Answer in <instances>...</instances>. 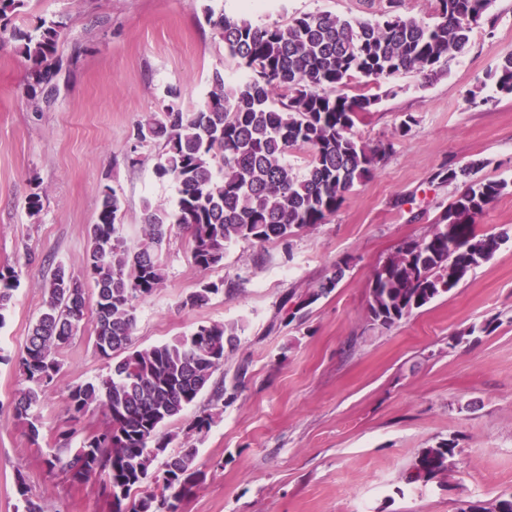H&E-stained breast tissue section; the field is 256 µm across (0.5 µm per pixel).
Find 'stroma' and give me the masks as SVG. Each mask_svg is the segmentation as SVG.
Masks as SVG:
<instances>
[{"instance_id": "obj_1", "label": "stroma", "mask_w": 512, "mask_h": 512, "mask_svg": "<svg viewBox=\"0 0 512 512\" xmlns=\"http://www.w3.org/2000/svg\"><path fill=\"white\" fill-rule=\"evenodd\" d=\"M387 0H27L0 33V269L17 288L0 323V512H24L16 485L25 480L44 512H112L102 476L73 485L50 475L46 460L58 432L85 436L106 427L100 410L72 419L70 387L107 371L86 318L62 352L63 367L29 420L12 401L23 380L18 357L57 265L84 275L87 228L100 190L116 189L123 234L141 236L144 201L171 206L176 187L155 174L157 148L144 164L126 161L134 129L161 112L168 91L193 111L221 72L245 76L207 21L225 12L264 26L328 10L377 19ZM494 25L473 29L466 53L438 74L413 70L369 80L380 103L353 133L368 145L392 143L376 174L357 184L325 223L262 245L239 241L208 270L191 261L183 232L161 252L166 278L136 303L132 346L145 349L189 334L200 323L241 325L236 347L214 373L224 402L200 395L159 431L168 453L193 447L205 481L180 512H458L512 492V189L478 218L480 233L506 239L450 294L391 328L368 317L376 268L408 239L427 232L463 189L434 180L442 168L476 164L477 178L512 181V97L497 95L490 71L512 52V0H494ZM62 20L52 95L29 93V61L11 29L33 31ZM483 98L480 106L471 97ZM417 124L406 136L403 114ZM41 196L30 215V194ZM336 288L289 319L287 299L319 287L336 269ZM225 292L199 308L183 304L202 281ZM493 332H485L487 321ZM461 337L449 348L451 337ZM213 416L202 436L189 430L202 410ZM40 429L31 440L30 425ZM458 443L447 474L406 484L417 453Z\"/></svg>"}]
</instances>
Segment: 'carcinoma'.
Instances as JSON below:
<instances>
[{
  "instance_id": "cac0c4a2",
  "label": "carcinoma",
  "mask_w": 512,
  "mask_h": 512,
  "mask_svg": "<svg viewBox=\"0 0 512 512\" xmlns=\"http://www.w3.org/2000/svg\"><path fill=\"white\" fill-rule=\"evenodd\" d=\"M401 0H388L381 19H348L330 11L302 14L284 24L254 25L237 16H208L224 50L247 77L226 86L216 71L211 90L194 112L173 101L139 122L127 161L143 162L139 150L162 142L154 170L176 185L172 208L144 204L141 240L131 248L122 236L123 204L116 190H101V207L88 230L84 265L93 285V347L110 373L70 388L67 409L75 417L94 406L107 426L72 446L76 432L61 437L58 453L47 459L49 472L84 483L105 476L102 491L127 512H179L183 497L204 480L196 449L167 456L162 473L153 462L167 448L154 441L164 423L176 419L198 397L211 391L224 400V386L213 383L224 364L225 346H234L237 323H201L180 338L142 350L131 349L135 302L163 284L160 259L173 227L191 241L193 264L207 270L224 258V246L240 240L262 244L286 239L294 230L326 222L345 194L369 179L389 147H371L353 128L379 103L380 96H350L344 89L358 77L388 78L402 71L434 72L442 60L461 54L482 17L493 21V0H436L434 23L398 12ZM25 0H0V20L10 21ZM66 35L60 21H42L34 32L15 35L19 52L33 63L30 79L48 84L53 59ZM496 93L512 96V53L490 72ZM305 149V173L288 163V153ZM475 166L436 174L441 182L464 179V189L417 239L403 241L374 272L368 299L373 324L390 328L458 286L467 273L489 260L503 237L480 234L481 216L504 191L505 180L473 178ZM481 238L483 251L448 249V237ZM341 273L305 293L303 306L330 293ZM17 287L15 271H0V311ZM224 291V282L207 281L183 306L205 305ZM87 289L59 264L45 288L44 307L29 329L20 367L28 386L13 403L19 420L29 419L42 394L62 369L59 353L75 339L86 318ZM456 454L450 440L423 448L407 473V483L427 482L448 471ZM459 512H512V493L490 507L470 502Z\"/></svg>"
}]
</instances>
